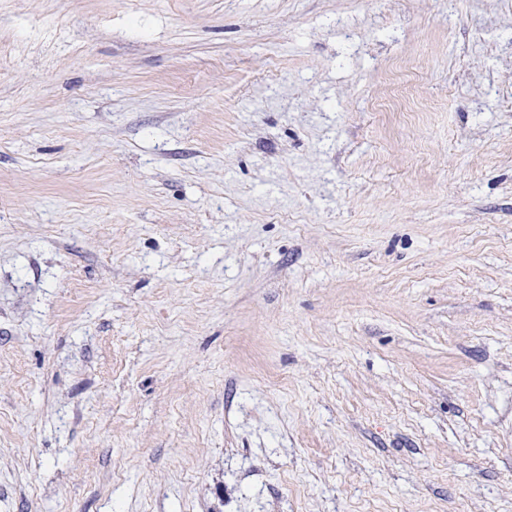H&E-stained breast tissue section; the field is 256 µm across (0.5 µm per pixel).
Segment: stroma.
Returning <instances> with one entry per match:
<instances>
[{"label":"stroma","instance_id":"35a3bbf8","mask_svg":"<svg viewBox=\"0 0 512 512\" xmlns=\"http://www.w3.org/2000/svg\"><path fill=\"white\" fill-rule=\"evenodd\" d=\"M0 512H512V0H0Z\"/></svg>","mask_w":512,"mask_h":512}]
</instances>
